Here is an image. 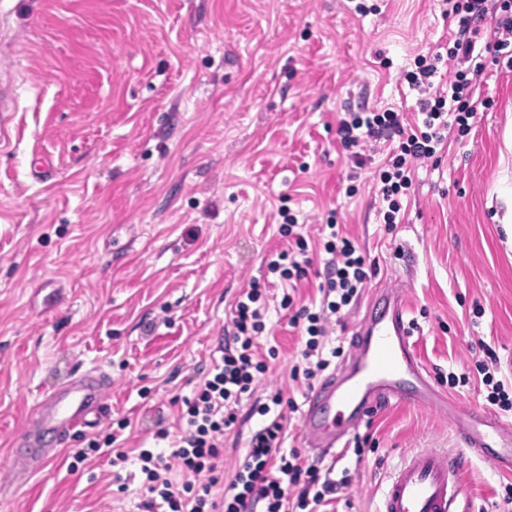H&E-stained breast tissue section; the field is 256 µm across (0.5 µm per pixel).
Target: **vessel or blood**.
Masks as SVG:
<instances>
[{
  "label": "vessel or blood",
  "instance_id": "vessel-or-blood-1",
  "mask_svg": "<svg viewBox=\"0 0 512 512\" xmlns=\"http://www.w3.org/2000/svg\"><path fill=\"white\" fill-rule=\"evenodd\" d=\"M411 325L402 290L381 288L372 296L349 338L351 353L306 395L303 440L319 455L334 453L339 441L379 408L424 407L447 415L468 452L512 473V417L474 408L459 412L414 356ZM111 380L89 369L58 384L33 407V422L15 453L14 471L44 464L69 436L94 428L109 413ZM460 454L421 448L392 473L377 512H461Z\"/></svg>",
  "mask_w": 512,
  "mask_h": 512
}]
</instances>
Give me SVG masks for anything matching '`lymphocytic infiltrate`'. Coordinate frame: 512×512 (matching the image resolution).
<instances>
[{"instance_id": "1", "label": "lymphocytic infiltrate", "mask_w": 512, "mask_h": 512, "mask_svg": "<svg viewBox=\"0 0 512 512\" xmlns=\"http://www.w3.org/2000/svg\"><path fill=\"white\" fill-rule=\"evenodd\" d=\"M440 6L445 17L457 19L458 33L445 54L417 55L413 69L403 71V80L419 94L416 116L410 119L391 108L350 112L336 129L340 144L359 166L371 160L368 144L387 143L374 181L388 225L400 216L418 164L434 158L449 136L468 135L479 110L492 107V99L482 94L488 65L512 69V0H440ZM444 58L455 69L437 86L432 79ZM282 217L279 232L288 246L268 259L266 277L252 280L235 300L231 342L192 394L182 398L178 433L158 429L156 447L131 456L119 443L130 421L120 419L116 429L94 434L73 452L71 470H78L90 454L110 449L113 461L132 463L141 475L138 512H321L332 504L335 480L322 476L298 449L284 447L285 414L296 411L295 401L279 389L262 398L255 395L259 375L268 370L258 340L266 331L267 289L275 277L289 287L281 308L290 311V324L306 338L290 378L312 384L342 355V346L329 343L328 325L348 315L371 270L354 240L337 224H325L320 242L329 259L321 299L315 305L298 304L292 289L308 276L311 238L295 215L286 211ZM246 400L251 403L247 409L242 406ZM243 409L264 423L252 432L244 456L227 475L219 467L224 436L237 426Z\"/></svg>"}]
</instances>
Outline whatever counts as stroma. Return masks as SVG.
Instances as JSON below:
<instances>
[{
  "instance_id": "35a3bbf8",
  "label": "stroma",
  "mask_w": 512,
  "mask_h": 512,
  "mask_svg": "<svg viewBox=\"0 0 512 512\" xmlns=\"http://www.w3.org/2000/svg\"><path fill=\"white\" fill-rule=\"evenodd\" d=\"M363 2L0 0V84L16 99L0 140V512H136L111 455L69 472L81 434L22 483L3 468L10 448L37 400L91 368L112 381L110 422L132 423L126 448L157 419L176 425L174 397L220 357L233 301L284 245L282 208L312 230L336 214L375 267L368 290L403 289L416 356L460 410L488 408L487 391L444 377L487 351L512 383V70L492 67V108L417 169L386 231L375 166L355 167L337 122L415 111L400 72L445 52L458 24L435 0ZM288 319L270 303L259 350L278 356L256 393L300 404ZM360 432L363 456L320 460L340 481L335 512H376L405 456L461 447L421 407L383 408ZM511 479L474 457L461 476L476 512H497Z\"/></svg>"
}]
</instances>
